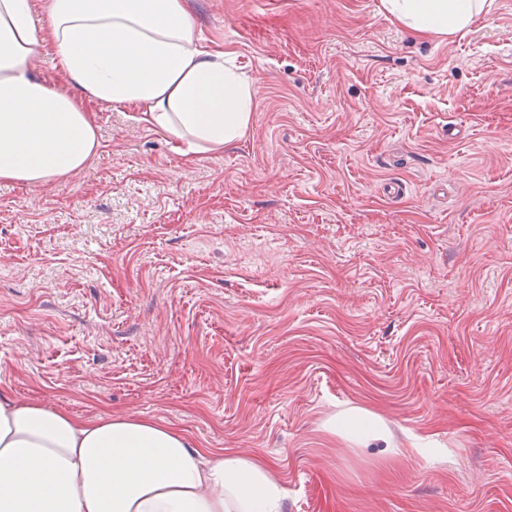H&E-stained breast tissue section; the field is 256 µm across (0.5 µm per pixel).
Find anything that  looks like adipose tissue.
<instances>
[{"mask_svg":"<svg viewBox=\"0 0 512 512\" xmlns=\"http://www.w3.org/2000/svg\"><path fill=\"white\" fill-rule=\"evenodd\" d=\"M422 36H452L490 0H384ZM53 47L61 92L33 66ZM94 100L130 107L174 150L200 154L244 136L252 90L223 50L202 45L185 0H0V183L36 187L84 168L100 147ZM357 445L388 444L353 409L330 424ZM284 489L253 457L193 447L171 426L110 415L88 421L0 392V512H282Z\"/></svg>","mask_w":512,"mask_h":512,"instance_id":"ef3b65f1","label":"adipose tissue"}]
</instances>
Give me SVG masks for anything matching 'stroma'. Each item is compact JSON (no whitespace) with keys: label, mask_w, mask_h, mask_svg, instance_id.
Returning a JSON list of instances; mask_svg holds the SVG:
<instances>
[{"label":"stroma","mask_w":512,"mask_h":512,"mask_svg":"<svg viewBox=\"0 0 512 512\" xmlns=\"http://www.w3.org/2000/svg\"><path fill=\"white\" fill-rule=\"evenodd\" d=\"M187 0L246 75L187 163L92 103L87 167L0 185V390L264 459L283 512H512V0ZM359 408L389 446L327 422ZM385 12L402 27L422 36H452L490 12V0H384Z\"/></svg>","instance_id":"1"}]
</instances>
